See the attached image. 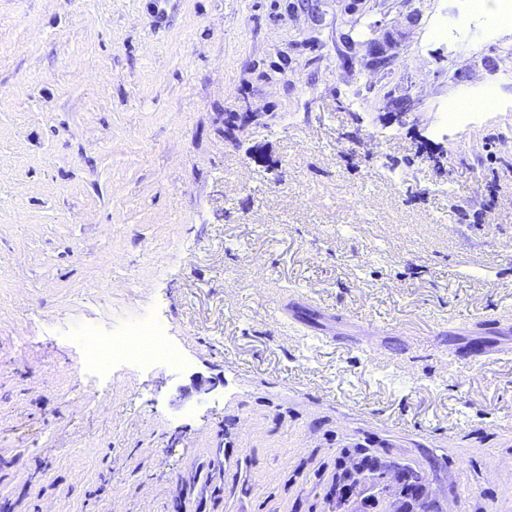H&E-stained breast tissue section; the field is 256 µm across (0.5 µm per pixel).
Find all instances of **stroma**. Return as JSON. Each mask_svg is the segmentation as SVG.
<instances>
[{"label": "stroma", "mask_w": 512, "mask_h": 512, "mask_svg": "<svg viewBox=\"0 0 512 512\" xmlns=\"http://www.w3.org/2000/svg\"><path fill=\"white\" fill-rule=\"evenodd\" d=\"M468 4L0 0V512H328L358 448L512 512V30ZM145 318L179 367L88 368ZM396 44L397 41L394 38L372 39L369 41L371 61L377 69H386L394 63L397 56L394 51Z\"/></svg>", "instance_id": "35a3bbf8"}]
</instances>
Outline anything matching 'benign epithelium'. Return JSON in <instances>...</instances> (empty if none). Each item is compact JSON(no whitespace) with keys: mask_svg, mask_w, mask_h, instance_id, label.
<instances>
[{"mask_svg":"<svg viewBox=\"0 0 512 512\" xmlns=\"http://www.w3.org/2000/svg\"><path fill=\"white\" fill-rule=\"evenodd\" d=\"M396 44L393 38L370 40L372 64L378 69L390 67L396 59ZM394 494L397 500L410 502V512H422L421 506L433 500L423 477L410 480L405 466L385 460L368 448H359L349 461L337 467L330 489L334 504L331 512H361V505L375 500L381 502Z\"/></svg>","mask_w":512,"mask_h":512,"instance_id":"7a95c632","label":"benign epithelium"}]
</instances>
